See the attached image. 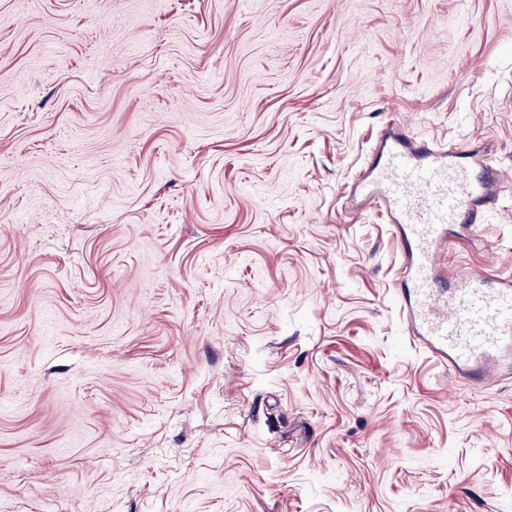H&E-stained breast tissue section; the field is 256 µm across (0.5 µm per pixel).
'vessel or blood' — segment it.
<instances>
[{
  "instance_id": "vessel-or-blood-1",
  "label": "vessel or blood",
  "mask_w": 512,
  "mask_h": 512,
  "mask_svg": "<svg viewBox=\"0 0 512 512\" xmlns=\"http://www.w3.org/2000/svg\"><path fill=\"white\" fill-rule=\"evenodd\" d=\"M359 187L385 212L405 258L398 293L410 339L455 373L487 383L512 375V282L471 267L446 285L439 256L455 224H479L495 208L500 172L475 166L464 149L413 141L403 132L381 144Z\"/></svg>"
}]
</instances>
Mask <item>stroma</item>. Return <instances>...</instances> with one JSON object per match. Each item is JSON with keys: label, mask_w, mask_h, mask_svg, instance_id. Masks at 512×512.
I'll list each match as a JSON object with an SVG mask.
<instances>
[{"label": "stroma", "mask_w": 512, "mask_h": 512, "mask_svg": "<svg viewBox=\"0 0 512 512\" xmlns=\"http://www.w3.org/2000/svg\"><path fill=\"white\" fill-rule=\"evenodd\" d=\"M487 155L512 0H0V512H512V379L402 332L354 180Z\"/></svg>", "instance_id": "1"}]
</instances>
